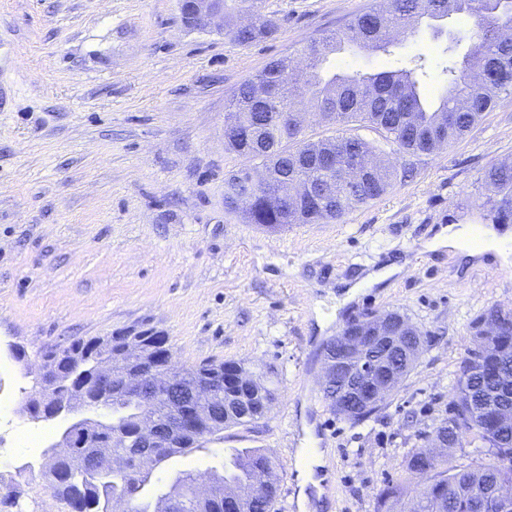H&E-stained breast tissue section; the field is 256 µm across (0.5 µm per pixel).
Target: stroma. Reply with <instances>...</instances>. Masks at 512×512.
<instances>
[{
	"instance_id": "35a3bbf8",
	"label": "stroma",
	"mask_w": 512,
	"mask_h": 512,
	"mask_svg": "<svg viewBox=\"0 0 512 512\" xmlns=\"http://www.w3.org/2000/svg\"><path fill=\"white\" fill-rule=\"evenodd\" d=\"M375 3L263 0L278 30L241 46L185 28L178 0H0V483L19 496L0 512H42L52 499L40 468L60 432L25 412L35 376L7 344L33 364L43 347L138 326L164 331L175 366L244 360L278 388L264 418L224 429L209 454L156 465L144 495L183 471L222 469L228 448L280 463L276 512H300L304 448L324 454L312 512H375L391 480L418 492L405 456L447 418L472 322L512 308V262L428 247L448 224L496 227L484 175L512 160V96L432 155L363 130L411 174L342 222L274 232L224 210V179L241 164L224 146L225 102ZM446 46L422 26L392 54L348 47L326 67L374 73L421 56L436 96ZM391 263L402 273L343 303L345 284ZM390 310L421 329L422 352L374 414L348 420L323 398V347L349 319Z\"/></svg>"
}]
</instances>
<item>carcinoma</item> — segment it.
<instances>
[{"instance_id":"obj_1","label":"carcinoma","mask_w":512,"mask_h":512,"mask_svg":"<svg viewBox=\"0 0 512 512\" xmlns=\"http://www.w3.org/2000/svg\"><path fill=\"white\" fill-rule=\"evenodd\" d=\"M444 0H381L355 15L345 28L312 40L301 49L308 59L298 74L291 73L292 60L285 56L271 61L255 78L243 84L225 107L224 143L243 159V164L224 180V209L237 213L248 224H328L338 223L351 211L381 197L392 186L394 171L384 160L386 152L359 134L327 136L310 142L292 140L282 125V115L319 112L331 124L356 125L380 132L386 142L408 154H432L445 143H453L476 124L484 112L502 97L512 95V43L503 33L512 31V0H456L457 13L471 22L472 36L462 64L448 67V86L438 97L437 107L428 105L418 67L375 74H332L324 78L318 65L329 53L327 43L355 42V35L379 41L377 50L387 52L395 40L394 30L408 32L411 24L425 17L440 18ZM257 9V0H224V34L239 45L277 32V22L257 13L255 26L238 27L231 18L241 11ZM336 152V171L324 170L319 158ZM256 164L279 174L277 181L263 190L251 185L250 173ZM484 182L499 198V218L512 219V170L491 166ZM167 345V337L153 328L119 332L112 336L90 337L69 346L50 347L37 352L51 367L50 378L35 379L25 409L31 419L51 421L77 411L90 416L72 422L64 433L72 451L64 459L49 456L43 471L51 493L65 501L72 512H112L114 499L128 500L131 512H157L153 503L140 499L150 480V471L138 468L130 456L139 445L138 425L151 417L165 415L168 402L178 399L183 389L155 392L144 388L136 394L112 391L100 385L97 366L102 360L123 361L135 368L155 364V356ZM245 369L235 361L204 363L182 371L197 378L224 376V366ZM499 367L500 375L512 376V346H496L472 361V383L456 382L453 402L459 415L471 422L470 433L481 441L474 449L489 461L477 467L448 464V456L427 457L422 449H412L405 458L406 471L425 479L432 487L452 479L468 486L474 497L498 481L512 484V427L488 431L482 414L489 409L509 407L508 390L501 379L487 370ZM228 394L214 391L208 414L184 436L163 437L156 463L175 453L184 454L206 437L224 428L246 425L264 417L258 399L252 412L240 416L237 409L224 410ZM258 452L253 466L279 470V464L261 449L239 448L224 456V471L212 472V480L224 485L243 476L241 460ZM195 476L185 473L175 479L161 498L172 512H223L224 498L203 500L189 494ZM406 494V486L389 483L377 494L376 512H391ZM404 512H473L461 503H451L429 493L420 505L412 503Z\"/></svg>"}]
</instances>
